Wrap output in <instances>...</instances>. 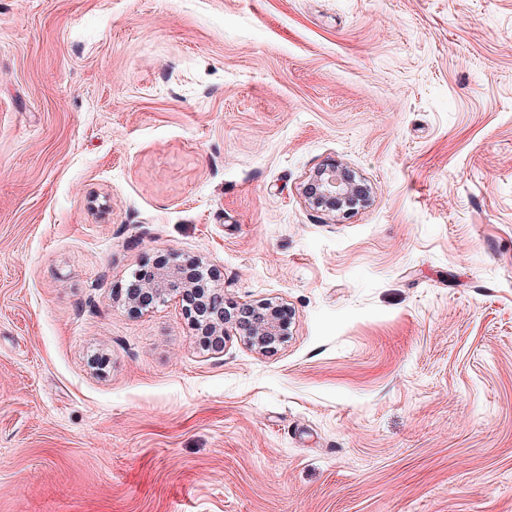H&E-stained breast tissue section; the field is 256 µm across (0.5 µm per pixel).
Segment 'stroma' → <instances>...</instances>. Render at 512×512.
<instances>
[{"label":"stroma","instance_id":"35a3bbf8","mask_svg":"<svg viewBox=\"0 0 512 512\" xmlns=\"http://www.w3.org/2000/svg\"><path fill=\"white\" fill-rule=\"evenodd\" d=\"M0 512H512V0H0ZM302 195L312 208L327 215H349L366 205L370 191L349 169L335 163L318 167L304 186ZM198 260L165 261L143 264L145 277L136 285L135 293L123 298L132 311L147 309L168 297L181 300L190 328L205 350L220 353L230 333L243 336L252 348L268 353L291 335L292 312L283 304L272 302L224 307V294L216 284L217 273L210 269L207 278L197 280L187 273L190 265L199 267ZM149 303V304H148ZM226 305V304H225ZM244 314L245 317H242Z\"/></svg>","mask_w":512,"mask_h":512}]
</instances>
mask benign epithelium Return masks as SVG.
Instances as JSON below:
<instances>
[{
  "label": "benign epithelium",
  "mask_w": 512,
  "mask_h": 512,
  "mask_svg": "<svg viewBox=\"0 0 512 512\" xmlns=\"http://www.w3.org/2000/svg\"><path fill=\"white\" fill-rule=\"evenodd\" d=\"M302 195L312 208L328 215H349L366 205L370 191L349 169L334 163L318 167L304 186ZM200 266L197 260L165 261L143 264L145 277L135 292L123 298L132 311L147 309L169 297L182 301L190 328L202 348L220 353L230 334L247 339L252 348L268 353L291 335L292 312L283 304L272 302L224 307V294L217 285V273L197 280L187 273L188 266Z\"/></svg>",
  "instance_id": "benign-epithelium-1"
}]
</instances>
